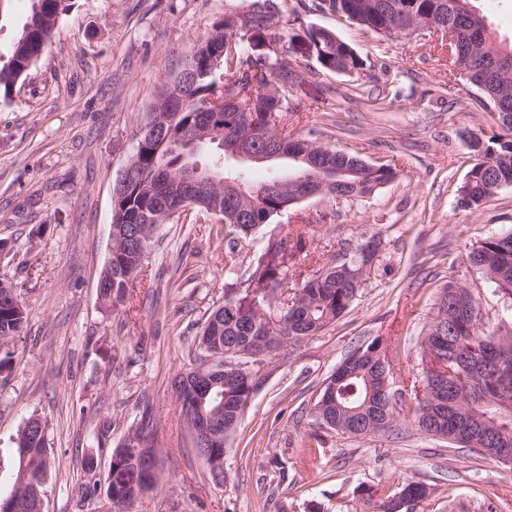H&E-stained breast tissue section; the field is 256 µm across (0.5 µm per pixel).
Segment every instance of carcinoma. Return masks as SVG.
I'll list each match as a JSON object with an SVG mask.
<instances>
[{
	"label": "carcinoma",
	"instance_id": "1",
	"mask_svg": "<svg viewBox=\"0 0 512 512\" xmlns=\"http://www.w3.org/2000/svg\"><path fill=\"white\" fill-rule=\"evenodd\" d=\"M456 0H320V8L332 11L351 22L377 33L387 25V13L402 14L412 11L416 15L430 14L452 30H458L468 39L469 55L464 57L456 47L448 45L453 62L469 59L481 65L493 62L503 47L487 29L482 15H474L455 6ZM47 12L65 13L67 0H49L40 4L32 0L29 16L37 30L21 31L8 62L0 66V98L8 99L23 70L31 67L44 53L51 37L50 23L36 13L37 6ZM224 23H218L206 36V48L196 60L199 73L191 96L193 106L184 112H171L175 134L183 136L201 130L222 129L223 137L217 141L207 139L197 143V150L189 162L194 177L202 185L208 178L220 181L205 192L191 196V206L201 213L212 214L221 206L218 219L233 225L239 234L247 236L258 227L271 223L282 211L285 197L293 193L295 181L306 177L324 181L338 170H348L352 176L343 186L345 197H366L375 193L379 183L394 182L399 173L390 163L361 165L356 154L336 149H314L310 156L314 166L302 161L285 160L290 173L286 177L273 175L264 184H285V191L272 190L263 195L241 198L237 187L254 189L246 177L230 174L224 165L206 162L209 152L217 159L226 157V147L239 142L240 115L237 112H209L202 101L217 85L219 73L246 90L252 80L262 82L265 74L276 69L283 84L275 87L285 94V84L294 77L290 63L276 58L269 61L245 52L241 43L247 33L240 34L234 48L226 47ZM305 41L310 55L326 73H352L364 69V60L350 43L324 28H310ZM482 106L498 113L500 129L484 139L469 133V148L490 162L484 169L475 164L457 188L458 196L466 207H479L498 191L512 185V62L504 60L497 76L489 79L481 90ZM250 125L257 134L249 145L257 144L268 154L281 151L302 152L313 144L305 138H294L288 133L266 128V112L250 113ZM180 156L157 151L154 144L136 147L125 178L113 185L112 190V269L107 271L101 300L108 307L129 302L138 276L145 273L144 264L150 247L154 227L170 221L166 210L176 209L187 195V186L178 176ZM315 237L306 224L285 236L269 241L267 250L254 258L251 282L266 290L259 299V307L248 313L231 296L236 283L227 284L224 304L216 307L207 317L198 337L201 352L218 358L228 366L224 370V400H215L218 388H209L203 378L188 385L174 384L181 407L195 405V411L218 418L224 436L238 427L237 409L249 398V376L255 365L262 362L251 354L266 349V355L282 347L270 324L277 322L288 346H298L317 335L348 310L362 287L367 271L372 269L380 244L360 245L345 261L328 264L304 277L291 297V306L279 301V295L288 283L289 267L274 266L269 259L270 250L287 247L292 259L306 254ZM469 261L482 274L485 282L501 297L512 300V232L487 238L469 253ZM28 320L27 312L15 294L12 285L0 281V348L17 336ZM441 343L447 354L456 358L463 367L451 365L452 374L444 400L436 405L427 397H415L417 428L429 435H437L456 449L481 448L480 456L497 460L499 450L512 449V329L488 330L480 322V312L471 290L457 282L442 289L428 332L421 340L422 365L432 363L431 346ZM401 373L395 357L383 344L374 339L346 357L325 380L313 405L312 412L318 424L348 437H364L385 432L398 420V389L394 375ZM28 419L17 435L18 468L12 491L23 495L32 481L44 482L51 468L47 441L44 434ZM117 459L109 470L106 494L128 505L154 490L159 479L138 469L130 449H114ZM430 492L417 481H406L397 487H369L362 491V499L371 512H420Z\"/></svg>",
	"mask_w": 512,
	"mask_h": 512
}]
</instances>
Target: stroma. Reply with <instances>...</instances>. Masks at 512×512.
<instances>
[{
  "instance_id": "35a3bbf8",
  "label": "stroma",
  "mask_w": 512,
  "mask_h": 512,
  "mask_svg": "<svg viewBox=\"0 0 512 512\" xmlns=\"http://www.w3.org/2000/svg\"><path fill=\"white\" fill-rule=\"evenodd\" d=\"M319 0H71L53 38L9 99H0V280L28 311L0 371V495L30 417L46 425L52 461L45 512H114L112 451L144 416L154 421L160 481L127 512H355L360 491L420 481L425 512H512V469L447 443L404 417L378 435L347 437L311 407L345 357L374 338L397 353L406 383L420 340L451 281L470 288L483 324L502 300L469 263L482 239L512 232V187L477 209L457 189L475 162L464 135L497 132L472 86L448 79L444 40L387 39L319 9ZM30 0L0 5V64ZM273 15L268 35L296 77L288 131L399 176L370 197L317 196L240 239L232 225L186 209L156 228L134 308L105 309L98 281L111 249L112 187L135 151L156 87L224 17ZM353 45L363 70L324 73L301 50L307 28ZM316 220L323 245L298 262L317 270L380 239V261L346 313L300 346L266 357L264 380L226 445L224 474L197 454L172 387L199 359V333L227 282L249 276L270 236ZM237 239L234 267L224 250Z\"/></svg>"
}]
</instances>
